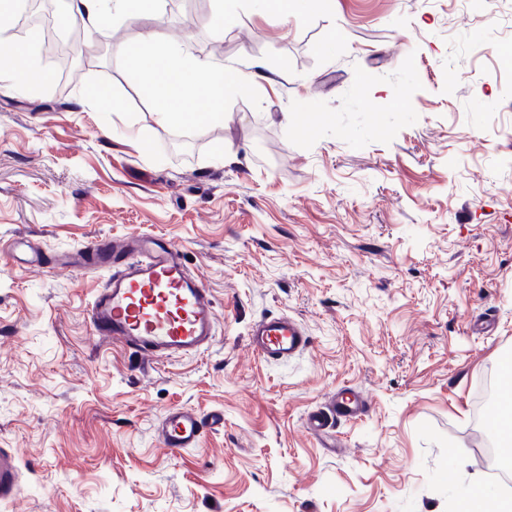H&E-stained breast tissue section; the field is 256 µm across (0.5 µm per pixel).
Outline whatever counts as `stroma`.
<instances>
[{"label":"stroma","mask_w":512,"mask_h":512,"mask_svg":"<svg viewBox=\"0 0 512 512\" xmlns=\"http://www.w3.org/2000/svg\"><path fill=\"white\" fill-rule=\"evenodd\" d=\"M221 7L113 22L63 86L0 83V448L23 481L0 512H457L496 486L477 391L512 352V0H239L219 36ZM149 33L263 76L223 121L159 122L130 53ZM98 82L119 111L81 100ZM133 231L210 290L208 351L142 363L91 334L104 272L2 248ZM270 314L303 354H252ZM342 391L365 415L308 433ZM183 406L223 429L164 447ZM248 340L252 353L267 362L290 360L310 345L302 325L283 315L268 316L255 322L249 329Z\"/></svg>","instance_id":"35a3bbf8"}]
</instances>
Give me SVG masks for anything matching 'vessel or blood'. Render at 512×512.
<instances>
[{"label":"vessel or blood","mask_w":512,"mask_h":512,"mask_svg":"<svg viewBox=\"0 0 512 512\" xmlns=\"http://www.w3.org/2000/svg\"><path fill=\"white\" fill-rule=\"evenodd\" d=\"M74 266L108 272L88 308L93 336L154 361L190 356L213 343L212 297L188 268L183 250L171 241L137 233L121 242L99 238L83 249ZM248 340L252 353L268 362L295 358L310 345L302 325L283 315L255 322ZM366 408L363 393H340L309 415L306 428L319 436L335 421L359 418ZM223 425L218 411L204 415L191 408L173 409L163 416L159 436L167 448H196L205 429ZM21 491L17 456L0 448V501L15 500Z\"/></svg>","instance_id":"1"}]
</instances>
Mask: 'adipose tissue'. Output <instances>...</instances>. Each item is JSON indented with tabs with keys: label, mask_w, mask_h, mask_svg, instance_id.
I'll return each instance as SVG.
<instances>
[{
	"label": "adipose tissue",
	"mask_w": 512,
	"mask_h": 512,
	"mask_svg": "<svg viewBox=\"0 0 512 512\" xmlns=\"http://www.w3.org/2000/svg\"><path fill=\"white\" fill-rule=\"evenodd\" d=\"M159 0H70L69 13L93 26L115 19L134 21L157 11ZM145 86L157 99L160 122L193 117L196 122L217 121L224 116V100L243 89L247 74L215 67L208 59L184 48L147 36L134 50Z\"/></svg>",
	"instance_id": "adipose-tissue-1"
}]
</instances>
